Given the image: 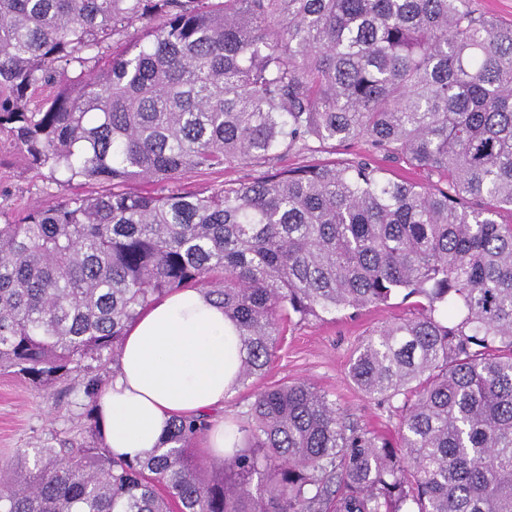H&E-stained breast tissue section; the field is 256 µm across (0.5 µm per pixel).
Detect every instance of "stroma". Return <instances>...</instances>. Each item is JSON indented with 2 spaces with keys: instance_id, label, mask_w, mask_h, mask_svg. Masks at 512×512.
Wrapping results in <instances>:
<instances>
[{
  "instance_id": "35a3bbf8",
  "label": "stroma",
  "mask_w": 512,
  "mask_h": 512,
  "mask_svg": "<svg viewBox=\"0 0 512 512\" xmlns=\"http://www.w3.org/2000/svg\"><path fill=\"white\" fill-rule=\"evenodd\" d=\"M56 193L50 170L31 168L0 135V223L22 210L52 204ZM410 311V303L397 302L366 309L354 319L291 323L267 370L225 400V420L238 419L254 390L305 379L336 400L351 421L395 438L399 412L362 392L350 379L348 364L366 334ZM84 402L82 377L38 389L19 375L0 372V463L27 448L83 436L88 427Z\"/></svg>"
}]
</instances>
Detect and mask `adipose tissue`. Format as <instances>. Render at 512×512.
Returning a JSON list of instances; mask_svg holds the SVG:
<instances>
[{"instance_id":"obj_1","label":"adipose tissue","mask_w":512,"mask_h":512,"mask_svg":"<svg viewBox=\"0 0 512 512\" xmlns=\"http://www.w3.org/2000/svg\"><path fill=\"white\" fill-rule=\"evenodd\" d=\"M238 365V338L215 298L200 288L167 294L127 328L118 371L97 401L107 447L139 458L174 418L207 415V451L223 458L224 422L213 412L233 392Z\"/></svg>"}]
</instances>
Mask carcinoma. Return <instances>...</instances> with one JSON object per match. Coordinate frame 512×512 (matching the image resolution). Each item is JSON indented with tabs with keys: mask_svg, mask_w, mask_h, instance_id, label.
Masks as SVG:
<instances>
[{
	"mask_svg": "<svg viewBox=\"0 0 512 512\" xmlns=\"http://www.w3.org/2000/svg\"><path fill=\"white\" fill-rule=\"evenodd\" d=\"M0 133L59 190L112 185L0 224V370L37 388L117 371L127 325L182 288L224 307L240 386L295 319L418 298L349 367L397 404L396 440L299 380L253 393L212 469L203 415L128 460L90 376L89 439L1 465L0 512H512V23L469 0H0ZM240 165L262 173L170 187Z\"/></svg>",
	"mask_w": 512,
	"mask_h": 512,
	"instance_id": "carcinoma-1",
	"label": "carcinoma"
}]
</instances>
